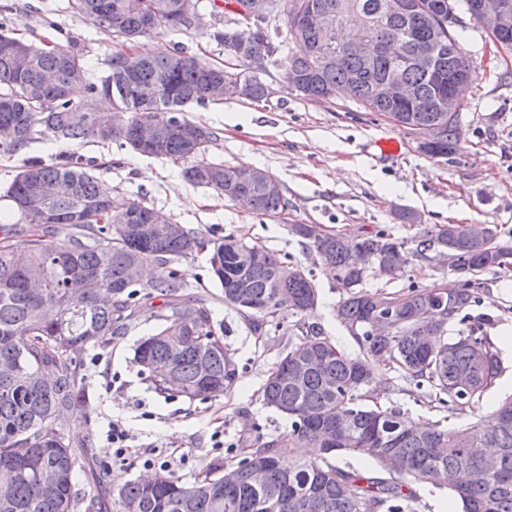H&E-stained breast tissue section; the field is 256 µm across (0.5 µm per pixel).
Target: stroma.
<instances>
[{
	"label": "stroma",
	"mask_w": 512,
	"mask_h": 512,
	"mask_svg": "<svg viewBox=\"0 0 512 512\" xmlns=\"http://www.w3.org/2000/svg\"><path fill=\"white\" fill-rule=\"evenodd\" d=\"M73 0H0V22L14 37L33 43L60 42L79 51L94 76L107 70L113 51L172 50L182 45L188 54L211 63H223L229 54L213 34L232 23L234 13L214 7L213 0H197L199 25L165 31L123 43L110 29L79 14ZM458 38L476 72L463 89L459 112L461 148L451 158L427 156L414 137L383 115L368 111L347 97L315 101L290 89L282 68H269L263 79L277 93L254 102L228 99L207 107L190 106L187 116L210 128L215 137L205 154L211 161L247 165L270 174L288 202V221L253 213L242 203L206 187L195 186L182 175L183 163L146 157L116 146L72 144L39 131L27 148L9 159L0 158V224L17 221L18 214L4 192L30 158L50 162L63 153H76L99 162L97 174L113 197L140 198L167 214L171 221L209 238L233 235L256 242L292 265L312 270L318 303L312 313H281L254 330L239 312L224 304V295L209 272L207 253L178 261L186 293L205 303L214 330L224 342L237 369L232 387L216 400L189 399L157 392L134 362L138 343L162 324L157 306L141 307L123 335L79 352V377L88 404L71 411L64 427L71 440L90 441L91 472H77L79 491L111 492L125 481L144 477L148 470L139 458L140 447L153 444L156 459L178 458L172 475L190 483L214 463L237 461L256 435L272 437L291 427L288 416L267 407L262 389L271 368L297 341L299 325L316 326L350 355L359 346L336 320V307L345 294L325 277L301 239L289 235L288 224H318L330 232L374 234L380 231L401 239L416 235L419 226L436 224H494L500 242L512 246V52L500 53L488 33L457 7ZM390 135L402 140L399 157L374 156L375 139ZM416 216L402 223V212ZM478 300L468 308L469 320L482 319L491 336L512 323V272H484ZM459 287L460 277L435 258H416L394 280L367 274V292L401 293L410 284ZM502 372L474 408L448 411L434 401L428 388L397 378L385 407L400 409L415 421L439 423L453 429L490 415L512 394V352L502 351ZM120 421L132 435L124 459L105 448L107 425ZM224 430V447H214L211 436Z\"/></svg>",
	"instance_id": "obj_1"
}]
</instances>
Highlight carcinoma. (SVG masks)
Wrapping results in <instances>:
<instances>
[{"label": "carcinoma", "mask_w": 512, "mask_h": 512, "mask_svg": "<svg viewBox=\"0 0 512 512\" xmlns=\"http://www.w3.org/2000/svg\"><path fill=\"white\" fill-rule=\"evenodd\" d=\"M278 2L296 50L272 65L283 67L286 79L302 80L306 96L347 87L369 111L404 129L424 127L438 116L448 90H459L472 76L470 61L447 24L448 0H420L422 8L413 14L368 27L369 39L384 45L372 62L343 50L321 66L314 65V56L322 34L299 17L295 0ZM357 2L351 15H382L384 0ZM187 5L188 0H75L74 9L134 42L190 28ZM270 38L268 23L244 37L226 27L220 39L243 64L242 82L252 101L265 100V82L252 74L251 65ZM27 48L32 63L23 72L0 57V131L6 132L0 138V157L27 146L39 127L73 144L115 143L139 154V125L162 120L174 133L149 156L188 163L183 169L188 182L231 200L242 196L259 215L288 209L274 179L226 187L224 163L212 167L201 159L213 131L188 119L185 107L217 103L209 83L223 78L222 67L177 48L163 56L146 53L131 69L126 52L118 50L107 60V74L93 78L83 57L68 46ZM403 61L402 76L418 94L412 107L374 97L375 87ZM76 87L84 89L79 101L72 95ZM99 95L112 96V109L122 113L117 126L106 131L93 113L83 111ZM459 148V127L452 119L429 156H448ZM94 170L95 165L75 155L50 163L31 158L6 191L17 206L39 186L51 189L43 199L51 225L41 230L22 220L0 225V474L11 489L10 500H0V512H78L81 507L84 512H268L271 499L278 503L276 512H417L416 483L448 487L462 512H512V397L479 422L454 429L415 423L374 401L390 389V379L375 375L378 364L419 386L428 384L439 402L456 410L472 407L495 384L501 358L487 330L474 324L447 336L448 324L476 302V276L512 270V249L495 242L498 227L492 224H436L410 239L384 232L313 236L307 225H293L291 235L309 244L326 274L353 285L337 305L336 318L356 340L360 354L345 353L318 330H303L263 387L265 404L292 419L288 432L257 440L237 463L219 464L190 484L158 474L124 482L112 491L110 502L100 495L85 500L74 484L80 454L61 425L83 398L74 363L86 345L112 338L139 308L160 298L170 317L134 354L154 389L212 400L236 379L235 364L220 337L200 343L186 336L175 319L179 308L192 306L212 323L205 304L182 293L178 270L169 263L209 250L210 270L222 293L239 294L256 307L236 306L256 331L273 316L264 306L278 290L293 298L288 307L293 314L318 302L310 273L279 276L287 262L231 235L205 239L185 230L174 239L159 234L151 246L132 250L126 237L154 223L159 210L138 199L115 209ZM256 249L262 253L260 263L252 259ZM437 249L462 261L453 268L464 277L456 292L433 286L403 294L356 290L367 273L360 257L370 260L372 271L394 278L402 273L405 256L422 257ZM152 265L161 270L146 283L143 274ZM43 266L49 276L35 292L27 278ZM432 309L439 310L441 320L426 316ZM389 314L396 320L393 335H375L373 321ZM318 347L325 350L321 364L310 372H294V364ZM167 363L179 376L176 389L155 373ZM304 448H319L323 457L310 459ZM342 455L369 459L378 473L368 476L331 462ZM257 462L267 465L261 487L252 480Z\"/></svg>", "instance_id": "1"}]
</instances>
